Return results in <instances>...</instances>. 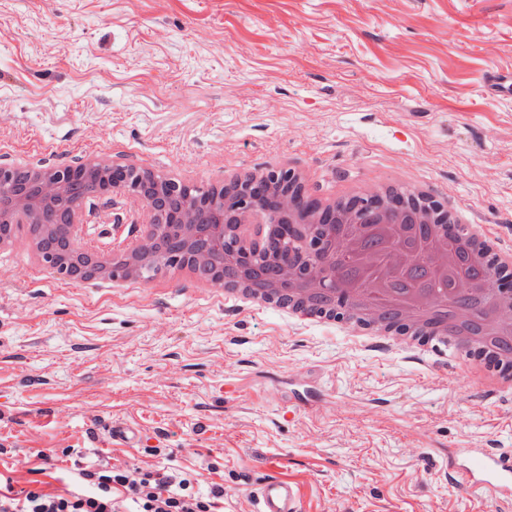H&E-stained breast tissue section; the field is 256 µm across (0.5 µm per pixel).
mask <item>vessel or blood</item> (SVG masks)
Returning a JSON list of instances; mask_svg holds the SVG:
<instances>
[{"label": "vessel or blood", "instance_id": "vessel-or-blood-1", "mask_svg": "<svg viewBox=\"0 0 512 512\" xmlns=\"http://www.w3.org/2000/svg\"><path fill=\"white\" fill-rule=\"evenodd\" d=\"M452 482L464 494L512 495V456L486 451L475 455L468 468L454 471ZM257 512H301L294 483L271 477L254 491Z\"/></svg>", "mask_w": 512, "mask_h": 512}]
</instances>
